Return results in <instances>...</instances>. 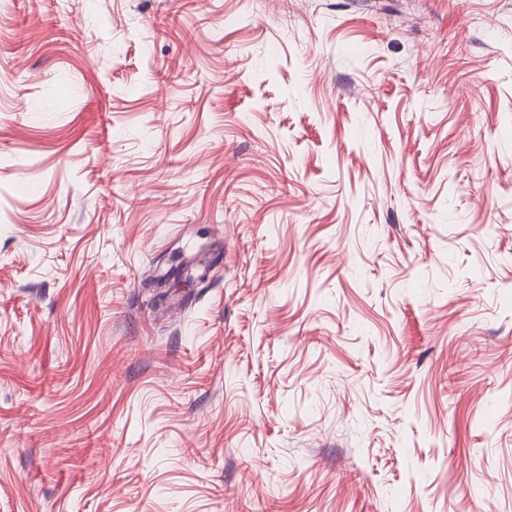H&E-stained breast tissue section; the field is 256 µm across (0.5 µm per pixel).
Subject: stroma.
<instances>
[{
    "mask_svg": "<svg viewBox=\"0 0 512 512\" xmlns=\"http://www.w3.org/2000/svg\"><path fill=\"white\" fill-rule=\"evenodd\" d=\"M0 512H512V0H0Z\"/></svg>",
    "mask_w": 512,
    "mask_h": 512,
    "instance_id": "obj_1",
    "label": "stroma"
}]
</instances>
